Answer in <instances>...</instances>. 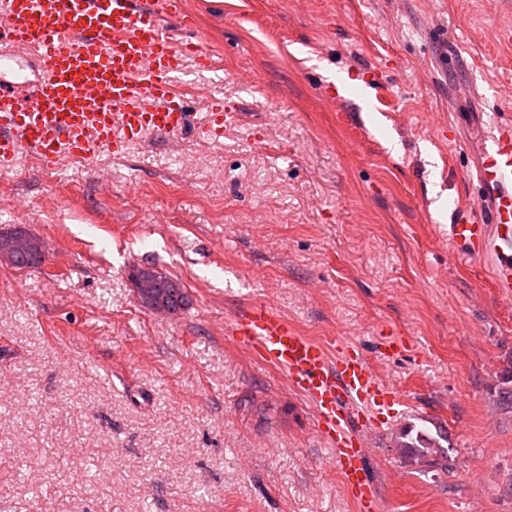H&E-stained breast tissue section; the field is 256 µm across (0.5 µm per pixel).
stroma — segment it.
Here are the masks:
<instances>
[{
    "instance_id": "35a3bbf8",
    "label": "stroma",
    "mask_w": 512,
    "mask_h": 512,
    "mask_svg": "<svg viewBox=\"0 0 512 512\" xmlns=\"http://www.w3.org/2000/svg\"><path fill=\"white\" fill-rule=\"evenodd\" d=\"M183 2L163 27L220 64L181 88L190 129L0 170V232L46 252L0 265V512H357L310 405L224 334L259 301L402 394L366 455L381 512H512V304L448 244L469 117L512 113V0ZM135 267L188 306H142ZM412 425L447 455L402 453ZM210 120L198 131L199 135L207 138L220 137L224 132V100L211 97L209 104ZM165 277L167 279L166 282L162 283L157 290L162 291V295L167 304L173 309L158 300H153L151 304H145V306L157 314L171 315L174 311L178 312L185 308L187 305V295L178 281L170 279L167 276Z\"/></svg>"
}]
</instances>
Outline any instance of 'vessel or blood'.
I'll return each mask as SVG.
<instances>
[{
  "label": "vessel or blood",
  "instance_id": "b4317fda",
  "mask_svg": "<svg viewBox=\"0 0 512 512\" xmlns=\"http://www.w3.org/2000/svg\"><path fill=\"white\" fill-rule=\"evenodd\" d=\"M182 13L183 0H0V43L23 49L41 67L33 81L0 83V169L25 152L54 166L106 147L122 152L146 133L181 134L189 114L179 75L189 62L199 72L218 65L202 41L177 43L163 31L162 16ZM223 110V99L211 98L201 135L222 136ZM476 171L477 204L452 210L450 241L486 272L498 298L511 301L512 117L495 116L483 130ZM225 333L309 401L357 512H380L365 444L400 403L399 393L375 376L354 344L330 360L267 303L252 304Z\"/></svg>",
  "mask_w": 512,
  "mask_h": 512
}]
</instances>
